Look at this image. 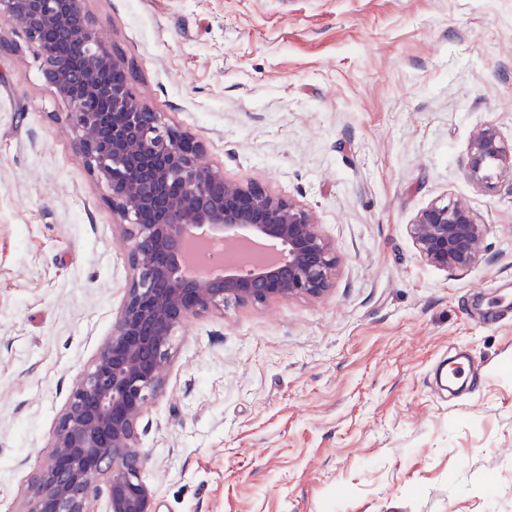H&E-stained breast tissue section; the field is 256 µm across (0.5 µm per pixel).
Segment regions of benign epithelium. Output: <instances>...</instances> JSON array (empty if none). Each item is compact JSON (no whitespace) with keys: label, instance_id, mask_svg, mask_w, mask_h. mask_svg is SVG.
Instances as JSON below:
<instances>
[{"label":"benign epithelium","instance_id":"obj_1","mask_svg":"<svg viewBox=\"0 0 512 512\" xmlns=\"http://www.w3.org/2000/svg\"><path fill=\"white\" fill-rule=\"evenodd\" d=\"M0 22L36 48L46 82L67 103L77 146L110 190L131 270L111 334L58 418L24 512H157L142 478L139 425L164 391L177 332L229 305L322 297L336 283V246L297 201L204 163L203 143L137 96L132 70L99 38L84 0H0ZM464 174L489 188L511 176L512 141L492 124L476 127ZM193 228L210 243H269L284 261L187 276L180 265ZM485 228L466 201L448 198L419 210L410 235L429 265L463 270L483 256Z\"/></svg>","mask_w":512,"mask_h":512}]
</instances>
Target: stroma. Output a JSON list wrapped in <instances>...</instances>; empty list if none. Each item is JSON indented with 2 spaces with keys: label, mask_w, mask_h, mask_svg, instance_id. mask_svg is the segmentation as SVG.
<instances>
[{
  "label": "stroma",
  "mask_w": 512,
  "mask_h": 512,
  "mask_svg": "<svg viewBox=\"0 0 512 512\" xmlns=\"http://www.w3.org/2000/svg\"><path fill=\"white\" fill-rule=\"evenodd\" d=\"M139 97L227 178L288 196L342 257L318 300L230 306L178 332L142 419L158 512H512V0H85ZM0 512H23L130 278L33 49L0 24ZM471 203L482 259L426 264L409 226ZM470 355L469 392L438 385ZM465 176L478 185L493 187L496 180L512 175V140L492 124L477 126L471 136L464 166Z\"/></svg>",
  "instance_id": "35a3bbf8"
}]
</instances>
